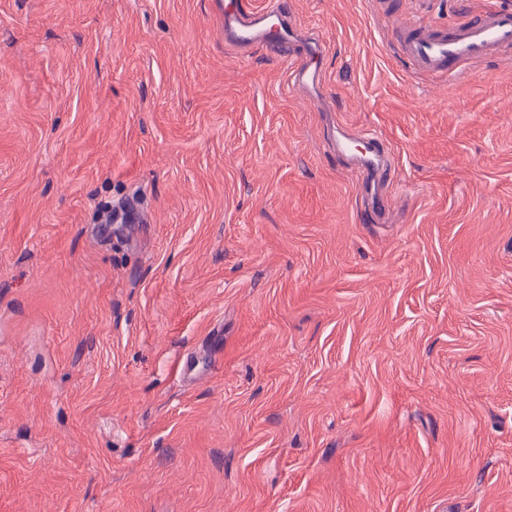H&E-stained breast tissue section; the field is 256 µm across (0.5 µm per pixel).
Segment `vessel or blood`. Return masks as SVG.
Instances as JSON below:
<instances>
[{"mask_svg": "<svg viewBox=\"0 0 512 512\" xmlns=\"http://www.w3.org/2000/svg\"><path fill=\"white\" fill-rule=\"evenodd\" d=\"M218 10L225 41L243 46L260 43L280 51L287 48L288 19L278 11L257 10L241 0H223ZM400 45L416 71L461 74L467 65L493 59L512 48V7H496L449 29H403ZM320 53V45L314 43L304 60H291L299 84L317 81L315 62Z\"/></svg>", "mask_w": 512, "mask_h": 512, "instance_id": "1", "label": "vessel or blood"}]
</instances>
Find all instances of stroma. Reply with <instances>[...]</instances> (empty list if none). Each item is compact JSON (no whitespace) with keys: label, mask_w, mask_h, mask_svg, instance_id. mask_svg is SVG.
<instances>
[{"label":"stroma","mask_w":512,"mask_h":512,"mask_svg":"<svg viewBox=\"0 0 512 512\" xmlns=\"http://www.w3.org/2000/svg\"><path fill=\"white\" fill-rule=\"evenodd\" d=\"M0 0V512H512V56L496 0ZM377 139L364 183L340 140ZM224 40L243 46L262 43L271 49L288 48V18L277 10H255L237 0L217 2ZM403 56L422 73L459 75L470 64L500 56L512 48V7L498 6L448 28L422 31L401 25ZM321 46L317 43H312L305 52L306 60L298 61V59H290V66L294 69L295 77L299 84L305 86L307 83H314L317 81L319 71L313 63L321 54Z\"/></svg>","instance_id":"stroma-1"}]
</instances>
